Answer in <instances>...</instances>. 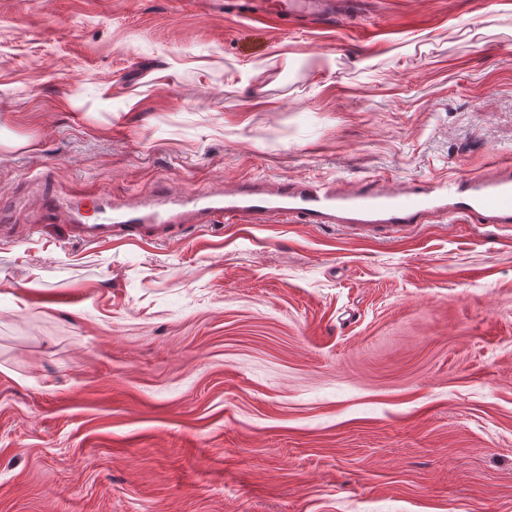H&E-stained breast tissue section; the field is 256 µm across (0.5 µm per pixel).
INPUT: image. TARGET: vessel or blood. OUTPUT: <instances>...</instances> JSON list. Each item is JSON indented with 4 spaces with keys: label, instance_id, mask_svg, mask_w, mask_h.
<instances>
[{
    "label": "vessel or blood",
    "instance_id": "b4317fda",
    "mask_svg": "<svg viewBox=\"0 0 512 512\" xmlns=\"http://www.w3.org/2000/svg\"><path fill=\"white\" fill-rule=\"evenodd\" d=\"M350 0H290L278 13L263 0L244 7L240 0H224V14L258 24H280L284 15L332 26L349 13ZM90 205L103 216L99 224H79L75 230L86 242L107 239L140 240L174 223H211L221 217L228 224H262L283 216L296 224H353L364 229L386 226L393 232L411 230L437 216H461L478 224H512V165L490 172L464 173L445 181L407 183L397 187L378 180L361 187L342 188L332 182L307 179L271 184L241 181L222 190L176 195L158 188L143 200L121 205L118 216L106 213L107 196L97 190L73 191L64 206L68 216L79 205Z\"/></svg>",
    "mask_w": 512,
    "mask_h": 512
}]
</instances>
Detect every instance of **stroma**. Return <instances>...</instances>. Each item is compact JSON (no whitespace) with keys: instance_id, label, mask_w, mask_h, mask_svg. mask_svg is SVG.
<instances>
[{"instance_id":"obj_1","label":"stroma","mask_w":512,"mask_h":512,"mask_svg":"<svg viewBox=\"0 0 512 512\" xmlns=\"http://www.w3.org/2000/svg\"><path fill=\"white\" fill-rule=\"evenodd\" d=\"M509 4L0 0V512H512V224L95 244L46 207L512 162ZM268 2L244 8L240 0H225L224 15L226 17L244 18L258 24L278 25L283 20V15L277 9L270 7ZM351 0H291L284 11L289 16L306 18L323 26H334L350 12Z\"/></svg>"}]
</instances>
